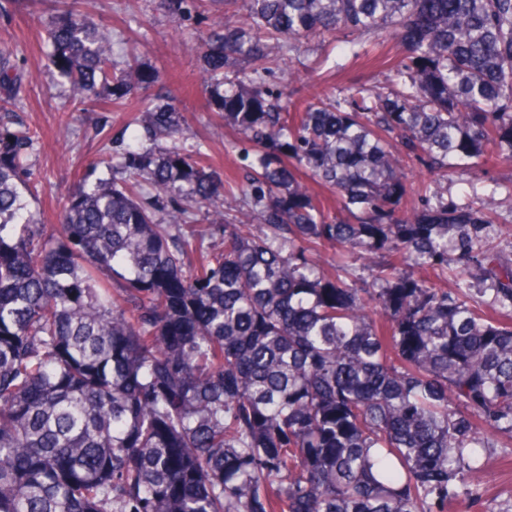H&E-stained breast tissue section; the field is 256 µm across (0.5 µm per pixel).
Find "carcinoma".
I'll return each instance as SVG.
<instances>
[{
    "instance_id": "cac0c4a2",
    "label": "carcinoma",
    "mask_w": 512,
    "mask_h": 512,
    "mask_svg": "<svg viewBox=\"0 0 512 512\" xmlns=\"http://www.w3.org/2000/svg\"><path fill=\"white\" fill-rule=\"evenodd\" d=\"M197 44L208 104L255 149L261 220L176 145L158 95L40 222L37 136L0 119V512H448L512 447V258L481 205L410 200L396 150L441 179L512 161V0H227ZM61 0L46 60L76 112L154 86ZM210 0H158L175 16ZM394 35L396 88L280 103L261 73L310 38ZM24 97L0 49V116ZM148 138L167 146L145 149ZM110 177L97 176L99 169ZM310 179L336 195L332 210ZM178 195L213 217L186 231ZM334 249L341 272L315 260ZM369 279L351 282L356 262Z\"/></svg>"
}]
</instances>
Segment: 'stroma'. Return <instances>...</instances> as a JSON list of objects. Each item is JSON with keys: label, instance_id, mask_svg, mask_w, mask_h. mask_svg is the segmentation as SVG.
Here are the masks:
<instances>
[{"label": "stroma", "instance_id": "stroma-1", "mask_svg": "<svg viewBox=\"0 0 512 512\" xmlns=\"http://www.w3.org/2000/svg\"><path fill=\"white\" fill-rule=\"evenodd\" d=\"M56 7V0H0V49L12 53L25 75L17 115L38 135L30 163L43 186L35 207L47 224L56 223L62 197L75 174L98 156L104 138H111L113 153H120L132 116L128 109L109 114L74 111L66 84L45 66L44 27ZM84 9L111 30L114 63L125 65V46L130 43L140 62L159 68L157 90L173 97L186 118L183 145L200 150L222 179L244 182L251 162L248 147L206 107L200 85L203 60L180 37L184 30L208 32L212 19L173 17L157 11L153 0H84ZM364 49L356 59L343 54L339 45L314 39L292 53L290 69L273 68L265 81L297 103L339 94L353 84L385 86L389 73L379 59L400 56L396 39L387 33L369 40ZM481 481L487 499L500 505L512 499V447L492 449Z\"/></svg>", "mask_w": 512, "mask_h": 512}]
</instances>
